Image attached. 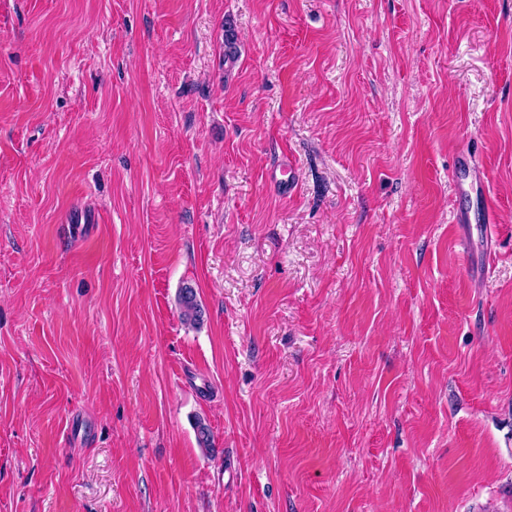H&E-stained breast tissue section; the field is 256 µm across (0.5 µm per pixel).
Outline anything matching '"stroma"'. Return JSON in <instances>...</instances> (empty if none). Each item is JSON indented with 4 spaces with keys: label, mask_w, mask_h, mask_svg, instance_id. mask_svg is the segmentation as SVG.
I'll list each match as a JSON object with an SVG mask.
<instances>
[{
    "label": "stroma",
    "mask_w": 512,
    "mask_h": 512,
    "mask_svg": "<svg viewBox=\"0 0 512 512\" xmlns=\"http://www.w3.org/2000/svg\"><path fill=\"white\" fill-rule=\"evenodd\" d=\"M0 512H512V0H0ZM180 317L186 324L195 325L202 316V309L197 300L195 288L192 285H183L178 293Z\"/></svg>",
    "instance_id": "35a3bbf8"
}]
</instances>
